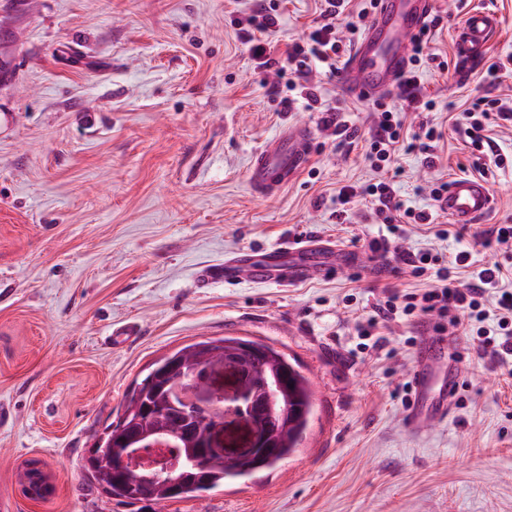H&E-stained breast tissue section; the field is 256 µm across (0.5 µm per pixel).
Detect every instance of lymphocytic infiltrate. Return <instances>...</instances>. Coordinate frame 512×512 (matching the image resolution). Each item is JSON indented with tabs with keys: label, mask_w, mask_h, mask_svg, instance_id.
I'll return each mask as SVG.
<instances>
[{
	"label": "lymphocytic infiltrate",
	"mask_w": 512,
	"mask_h": 512,
	"mask_svg": "<svg viewBox=\"0 0 512 512\" xmlns=\"http://www.w3.org/2000/svg\"><path fill=\"white\" fill-rule=\"evenodd\" d=\"M368 2V7L362 8L353 17L343 15L344 0H323L319 22L304 37L289 44L281 56L276 54L274 46L267 39L268 34L275 32L279 25L276 0H258L249 13L235 19L237 35L248 45L256 68L275 70L279 77L284 78V85L272 88L283 111H290L298 97L305 100L307 108H314L318 104L319 95L316 86L310 82L311 75L315 72L331 78L339 75L343 57L350 51L354 36L358 35L364 21L370 17L371 7L377 0ZM439 24V19H432L413 37L410 66L398 84V99L416 112H430L435 108L434 100L425 94L421 86L419 68L430 58L429 43ZM491 118L512 122V109L499 105L498 101L480 97L457 118L472 151L481 155L497 150L487 134V121ZM442 137V130L434 125L426 127L424 133L406 135L397 114L384 109L378 122L368 132V157L375 169L387 172L393 170L395 157L401 149L417 147L426 152L433 142ZM358 197L369 199L376 218L387 224L392 234L397 233L403 224H430L434 221L431 214L406 207L397 197L394 184L389 179L361 189L352 186L341 188L336 197L337 216H345L349 205ZM469 257V252H459L452 265L444 266L438 257L428 254L416 258L404 255V262L412 265L415 274H424L426 266H435L437 284L418 294H406L399 302L394 297H387L379 307L378 317L388 322L401 315L418 313L433 315L451 323L459 322L464 316L481 322L495 320V328L485 334L480 348L512 374V292H501L495 309H487L485 305L488 289L496 287L503 278L512 276V265L496 263L484 266L470 271L467 280L463 281L459 279L457 271L467 268Z\"/></svg>",
	"instance_id": "f902f5d3"
}]
</instances>
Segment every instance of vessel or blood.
I'll use <instances>...</instances> for the list:
<instances>
[{"label": "vessel or blood", "mask_w": 512, "mask_h": 512, "mask_svg": "<svg viewBox=\"0 0 512 512\" xmlns=\"http://www.w3.org/2000/svg\"><path fill=\"white\" fill-rule=\"evenodd\" d=\"M430 5L431 0H379L374 21L342 73L343 92L347 97L379 96L391 90L407 66L409 39L429 17ZM497 28V20L490 12L468 9L455 37L460 65L468 67L481 62ZM312 139L311 127L299 125L267 140L251 160L249 184L254 192L263 197L277 193L301 174L311 160ZM440 205L455 223L472 224L491 211L493 198L484 180L461 174L451 181ZM324 252V246L300 239L256 259L225 263L214 275L227 282L244 278L255 282L271 280L290 287L301 280L332 272V265L322 261ZM444 355L443 341L424 337L411 376L415 400L406 417L409 427L438 423L448 417L460 374L447 373V383H438V375L444 371Z\"/></svg>", "instance_id": "obj_1"}]
</instances>
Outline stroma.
<instances>
[{
    "instance_id": "35a3bbf8",
    "label": "stroma",
    "mask_w": 512,
    "mask_h": 512,
    "mask_svg": "<svg viewBox=\"0 0 512 512\" xmlns=\"http://www.w3.org/2000/svg\"><path fill=\"white\" fill-rule=\"evenodd\" d=\"M253 0H0V512H152L118 503L87 479V448L116 420L150 365L204 339L244 337L294 358L315 406L299 451L270 470L225 480L167 512H512V378L479 348L476 325L446 326L462 384L447 421L410 429L415 353L430 315L375 322L393 293L432 276L398 262L373 272L385 235L365 203L336 221L341 187L381 179L361 138L322 129L319 112L281 111L277 76L256 69L233 19ZM495 14L484 62L460 72L455 36L468 7ZM318 0H281L272 36L285 51L319 17ZM442 23L433 53L447 69L419 77L434 112H403L408 129L442 124L434 165L398 157L406 205L433 213L407 224L397 245L413 256L469 251L475 266L501 260L476 246L512 224V124L493 128L503 164L478 158L452 120L478 97L512 103V74L485 78L512 56V0H434ZM321 101L362 135L372 101L313 75ZM309 125L311 161L277 194L248 184L254 152L284 128ZM464 173L485 180L494 208L460 237L430 194ZM355 249L358 268L283 288L207 282L206 271L243 251L292 237ZM136 336L112 343L114 330ZM40 461L55 486L33 500L19 482Z\"/></svg>"
}]
</instances>
